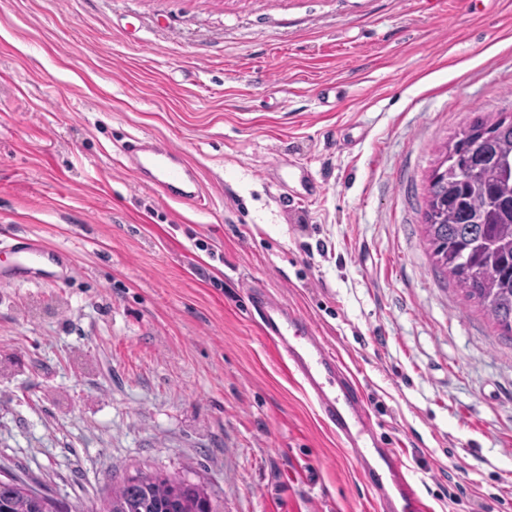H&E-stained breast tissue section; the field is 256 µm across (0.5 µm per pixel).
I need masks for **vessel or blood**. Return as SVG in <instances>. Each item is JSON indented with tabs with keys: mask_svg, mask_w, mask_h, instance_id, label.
Returning a JSON list of instances; mask_svg holds the SVG:
<instances>
[{
	"mask_svg": "<svg viewBox=\"0 0 512 512\" xmlns=\"http://www.w3.org/2000/svg\"><path fill=\"white\" fill-rule=\"evenodd\" d=\"M126 152L135 166L138 182L169 200L185 201V184L198 180L191 165L179 159L173 146L135 139L127 144ZM8 249L15 257L11 269L15 279L53 280L57 268L67 263L66 252L39 238H19ZM252 307L260 316L265 335L274 342L286 372L296 377L305 393L314 399L322 419L331 424L362 465L377 461L373 486L384 493L386 506L399 500L409 512H429L417 495L399 452L370 446L372 428L355 376L337 351L327 345L318 328L270 294H253Z\"/></svg>",
	"mask_w": 512,
	"mask_h": 512,
	"instance_id": "vessel-or-blood-1",
	"label": "vessel or blood"
}]
</instances>
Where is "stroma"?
<instances>
[{
  "label": "stroma",
  "instance_id": "stroma-1",
  "mask_svg": "<svg viewBox=\"0 0 512 512\" xmlns=\"http://www.w3.org/2000/svg\"><path fill=\"white\" fill-rule=\"evenodd\" d=\"M512 115V0H0V471L91 512L137 470L213 512H380L248 292L314 323L431 512H512V341L436 267L449 141ZM176 147L206 209L124 157ZM14 240L15 243L1 247L15 256L10 273L13 279L56 280V269L67 264L66 252L49 246L42 239L22 237Z\"/></svg>",
  "mask_w": 512,
  "mask_h": 512
}]
</instances>
